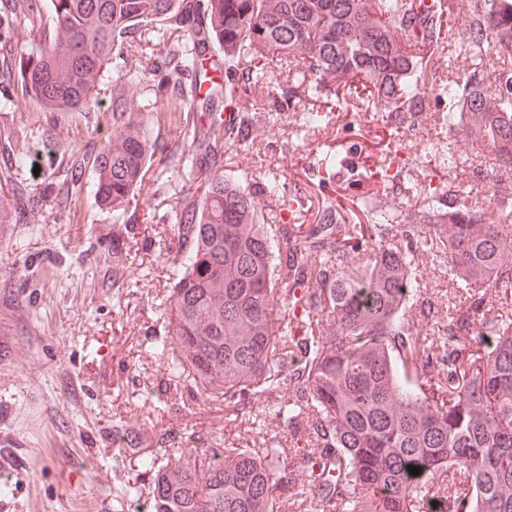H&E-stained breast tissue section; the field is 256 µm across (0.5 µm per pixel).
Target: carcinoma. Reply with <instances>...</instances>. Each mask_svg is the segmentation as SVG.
<instances>
[{"instance_id": "carcinoma-1", "label": "carcinoma", "mask_w": 512, "mask_h": 512, "mask_svg": "<svg viewBox=\"0 0 512 512\" xmlns=\"http://www.w3.org/2000/svg\"><path fill=\"white\" fill-rule=\"evenodd\" d=\"M448 14L413 15L412 0H50L53 31L19 59L0 57V80H18L46 111L88 107L101 75L123 68L134 33L175 27L188 42L169 52L165 80L194 77L190 94L208 125L193 131L176 159L205 176L199 196L182 198L174 225L182 254L159 342L173 376L239 412L245 401L288 387L274 404L280 420H301L295 457L320 481H298L256 440L227 449L170 448L127 431L138 465L151 473L150 512H274L289 494L300 512H512V315L488 316L482 298L456 309L433 301L448 320L430 341L406 317L414 295L411 226L389 213L346 224L328 205L317 224L275 227L240 185L236 152L253 144L241 95L269 92L244 57L275 63L286 106L343 95L387 117L423 110V63L462 25L486 35L489 52L512 68V0H450ZM443 121L465 123L478 155L512 176V84H483L448 66ZM116 130L94 160L97 193L115 219L141 181L154 141L130 89L114 90ZM331 111L306 107L300 125L326 128ZM343 165L323 155L330 178ZM369 252L362 262L353 255ZM448 270V285L512 290V202L484 209L462 203L437 215L415 253ZM491 347L481 351L484 333ZM420 473L411 475L409 467Z\"/></svg>"}]
</instances>
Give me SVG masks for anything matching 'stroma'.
Masks as SVG:
<instances>
[{"instance_id":"1","label":"stroma","mask_w":512,"mask_h":512,"mask_svg":"<svg viewBox=\"0 0 512 512\" xmlns=\"http://www.w3.org/2000/svg\"><path fill=\"white\" fill-rule=\"evenodd\" d=\"M48 0H36L33 15L14 32L0 31V48L23 55L44 39L50 23ZM181 33H149L124 47L119 71L104 74L91 107L46 112L25 98L19 83H0V173L9 172L0 194L11 215L0 224V512H146V484L131 450L119 447L115 421L153 423L155 448H205L211 432L226 446L245 443L251 421L225 412L171 381L156 348L168 325L161 313L178 252L173 226L180 198L201 193L173 162L183 150V130L199 120L188 94L164 79L168 52ZM129 83L147 112L155 150L141 184L125 206L124 229L96 191L91 165L71 169L73 156L90 158L112 137L115 85ZM279 93L243 95L242 105L261 130L235 159V171L275 224H315L326 204L352 224L380 205L407 213L405 198L366 178V166L395 156L403 184L424 183L419 209L448 208V183L464 197L488 206L496 198L492 179L476 184L465 170L473 156L465 127L448 128L442 114L448 99L430 95L411 131L390 133L367 122L364 105L334 107L322 133H307L284 111L280 125L265 130L267 112ZM453 147L461 162L456 174L435 163L436 147ZM344 163L334 181L321 183L317 162L327 151ZM279 189L270 194L268 181ZM120 240L137 268L140 284L122 287L125 267L112 261ZM418 294H444L448 274L415 261ZM452 293V292H449ZM456 306H469L475 291L452 293Z\"/></svg>"}]
</instances>
